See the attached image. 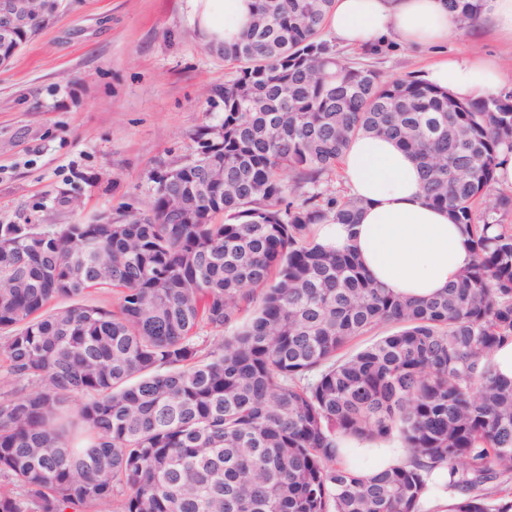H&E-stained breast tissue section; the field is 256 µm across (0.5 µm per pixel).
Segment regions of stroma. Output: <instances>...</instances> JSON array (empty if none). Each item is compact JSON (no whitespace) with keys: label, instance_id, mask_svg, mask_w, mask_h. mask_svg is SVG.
I'll return each instance as SVG.
<instances>
[{"label":"stroma","instance_id":"stroma-1","mask_svg":"<svg viewBox=\"0 0 512 512\" xmlns=\"http://www.w3.org/2000/svg\"><path fill=\"white\" fill-rule=\"evenodd\" d=\"M462 52L512 71V46L484 21L428 50L339 54L386 79H418ZM235 70L207 49L183 0H62L0 69V224H92L148 202L152 174L220 120Z\"/></svg>","mask_w":512,"mask_h":512}]
</instances>
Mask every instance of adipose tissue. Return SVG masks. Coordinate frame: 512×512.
Returning <instances> with one entry per match:
<instances>
[{"label": "adipose tissue", "mask_w": 512, "mask_h": 512, "mask_svg": "<svg viewBox=\"0 0 512 512\" xmlns=\"http://www.w3.org/2000/svg\"><path fill=\"white\" fill-rule=\"evenodd\" d=\"M253 0H185L204 41L238 40L251 19ZM326 29L346 47L370 50L395 42L425 49L446 42L458 25L445 0H336ZM424 79L466 101L500 91L506 81L496 65L475 55L447 56ZM345 186L361 202L357 224L330 221L313 228L317 241L336 251L354 250L372 279L399 296L426 300L454 282L471 263L467 236L446 210L430 204L417 161L394 140L376 133L353 138L343 161ZM345 461L368 457L374 469L402 465L404 448L390 439L340 438ZM447 468L436 469L419 501V512H456Z\"/></svg>", "instance_id": "ef3b65f1"}]
</instances>
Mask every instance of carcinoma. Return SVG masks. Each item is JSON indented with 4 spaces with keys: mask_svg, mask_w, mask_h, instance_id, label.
<instances>
[{
    "mask_svg": "<svg viewBox=\"0 0 512 512\" xmlns=\"http://www.w3.org/2000/svg\"><path fill=\"white\" fill-rule=\"evenodd\" d=\"M334 0H253L267 26L209 49L240 63L220 92L224 137L203 128L181 186L110 224H0V344L16 387L0 394V512H66L125 492L123 512H418L448 467L458 512H512V381L492 352L512 341V190L489 191L512 151V93L467 102L417 79L341 62L323 38ZM461 25L484 0H447ZM393 137L427 200L474 254L430 300L375 284L312 226L354 224L360 202L324 190L351 139ZM224 164L195 216L179 197ZM468 168L461 181L448 166ZM117 308L77 303L92 289ZM74 303L52 307L58 300ZM210 349L197 329L221 332ZM387 322L361 351L337 353ZM395 438L408 462L363 475L337 437Z\"/></svg>",
    "mask_w": 512,
    "mask_h": 512,
    "instance_id": "1",
    "label": "carcinoma"
}]
</instances>
